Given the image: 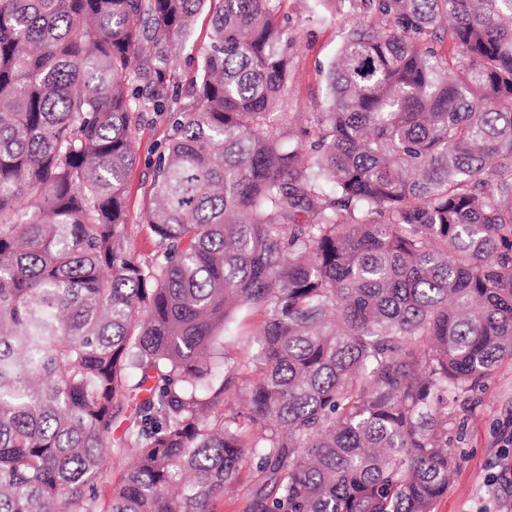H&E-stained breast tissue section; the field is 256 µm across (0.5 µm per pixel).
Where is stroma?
Wrapping results in <instances>:
<instances>
[{
	"instance_id": "obj_1",
	"label": "stroma",
	"mask_w": 512,
	"mask_h": 512,
	"mask_svg": "<svg viewBox=\"0 0 512 512\" xmlns=\"http://www.w3.org/2000/svg\"><path fill=\"white\" fill-rule=\"evenodd\" d=\"M293 42L285 112L299 113L308 124L326 100V73L347 32L348 0H282ZM170 135L164 120L145 123L136 135L138 164L128 178V209L137 217L141 185L148 162ZM448 446L457 470L435 512H512V478L495 480L496 467L507 452L505 432L512 431V364L500 365L472 391L449 399Z\"/></svg>"
}]
</instances>
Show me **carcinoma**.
<instances>
[{
  "label": "carcinoma",
  "instance_id": "obj_1",
  "mask_svg": "<svg viewBox=\"0 0 512 512\" xmlns=\"http://www.w3.org/2000/svg\"><path fill=\"white\" fill-rule=\"evenodd\" d=\"M349 2L392 26L299 128L280 0H0V512H217L245 458L246 512H434L448 390L512 361V0ZM208 33L209 16L206 11H203L197 16L195 21L194 50L188 47L177 61V80L179 81V89L182 95H184L194 76V60L207 44ZM170 127L166 121L159 119L145 123L137 131L135 148L139 163L130 172L128 178V209L132 229V244L140 258L148 257L154 252V239L146 227L138 224L141 206V184L149 175L148 162L163 149L170 135ZM262 317L256 313L247 316L241 325L236 323L230 325L228 328L221 332L224 336V345L233 347L240 355H244V351L247 349V336H240V329L245 324L256 325L260 322Z\"/></svg>",
  "mask_w": 512,
  "mask_h": 512
}]
</instances>
